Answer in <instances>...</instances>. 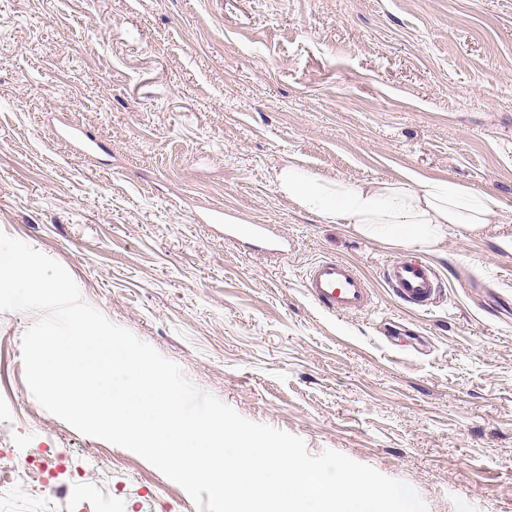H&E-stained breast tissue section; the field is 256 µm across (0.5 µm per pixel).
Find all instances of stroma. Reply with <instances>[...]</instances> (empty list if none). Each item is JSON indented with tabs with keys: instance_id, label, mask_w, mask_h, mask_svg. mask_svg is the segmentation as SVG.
<instances>
[{
	"instance_id": "1",
	"label": "stroma",
	"mask_w": 512,
	"mask_h": 512,
	"mask_svg": "<svg viewBox=\"0 0 512 512\" xmlns=\"http://www.w3.org/2000/svg\"><path fill=\"white\" fill-rule=\"evenodd\" d=\"M326 178L450 180L505 221L449 234L443 291L404 307L407 257L278 191ZM273 224L274 257L208 220ZM0 231L245 419L412 486L428 512H512V0H0ZM373 293L330 315L306 267ZM39 313H0V457L53 450L54 489L0 475V512H200L146 460L29 390ZM302 287L317 307L334 315L365 311L372 301L367 280L355 264L346 260L322 258L310 264Z\"/></svg>"
}]
</instances>
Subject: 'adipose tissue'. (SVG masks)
I'll list each match as a JSON object with an SVG mask.
<instances>
[{"label": "adipose tissue", "instance_id": "obj_1", "mask_svg": "<svg viewBox=\"0 0 512 512\" xmlns=\"http://www.w3.org/2000/svg\"><path fill=\"white\" fill-rule=\"evenodd\" d=\"M277 186L304 212L353 229L392 247L437 252L452 232L476 233L504 219L500 200L450 181L326 180L296 164L277 174Z\"/></svg>", "mask_w": 512, "mask_h": 512}]
</instances>
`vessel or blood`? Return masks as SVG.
Instances as JSON below:
<instances>
[{"mask_svg": "<svg viewBox=\"0 0 512 512\" xmlns=\"http://www.w3.org/2000/svg\"><path fill=\"white\" fill-rule=\"evenodd\" d=\"M212 222L223 224L224 238L234 241L249 237L262 251L280 255L285 237L269 224H228L222 213H214ZM383 278L388 288L406 306H428L441 292L443 282L436 266L424 260L406 257L385 266ZM307 297L323 311L345 315L367 310L372 301L368 283L358 267L346 260L322 258L310 264L304 274Z\"/></svg>", "mask_w": 512, "mask_h": 512, "instance_id": "obj_1", "label": "vessel or blood"}]
</instances>
